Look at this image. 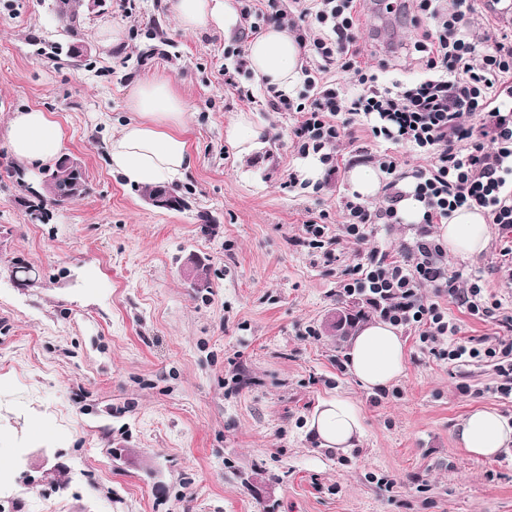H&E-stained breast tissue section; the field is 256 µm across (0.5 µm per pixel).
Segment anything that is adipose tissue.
Instances as JSON below:
<instances>
[{
  "label": "adipose tissue",
  "mask_w": 512,
  "mask_h": 512,
  "mask_svg": "<svg viewBox=\"0 0 512 512\" xmlns=\"http://www.w3.org/2000/svg\"><path fill=\"white\" fill-rule=\"evenodd\" d=\"M177 26L186 33L223 30L234 14L232 0H170ZM300 48L287 27H270L249 43L248 66L257 82L290 91L301 77ZM137 115L114 134L108 161L113 176L147 189L173 182L191 164L182 130L189 106L171 82L161 76L141 80L127 101ZM6 144L11 156L28 168L53 164L67 149V136L50 114L37 108L11 113L6 123ZM437 238L450 255L469 258L488 244L484 214L459 209L438 225ZM405 365L404 341L397 327L376 320L362 326L349 340L346 367L370 390L386 388L399 378ZM312 428L323 447L343 451L356 447L362 434L360 413L348 398L326 400L317 408ZM466 452L491 458L512 443V425L495 411L477 409L467 414L456 431Z\"/></svg>",
  "instance_id": "ef3b65f1"
}]
</instances>
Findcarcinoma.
Wrapping results in <instances>:
<instances>
[{
	"label": "carcinoma",
	"mask_w": 512,
	"mask_h": 512,
	"mask_svg": "<svg viewBox=\"0 0 512 512\" xmlns=\"http://www.w3.org/2000/svg\"><path fill=\"white\" fill-rule=\"evenodd\" d=\"M56 20L67 31L77 28L80 12L69 7L66 3L53 4ZM48 181L46 185H32L24 180V174L15 172L21 186L29 193V199L24 201L27 216L37 215V223L46 224L52 217V210L63 208L88 192L85 172L82 169L66 166L56 161L47 168Z\"/></svg>",
	"instance_id": "obj_1"
}]
</instances>
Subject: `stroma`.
Here are the masks:
<instances>
[{
    "mask_svg": "<svg viewBox=\"0 0 512 512\" xmlns=\"http://www.w3.org/2000/svg\"><path fill=\"white\" fill-rule=\"evenodd\" d=\"M52 3L0 0V135L11 112L52 113L89 191L50 223H29L26 192L9 176L19 164L0 143V512H512V450L477 458L455 437L476 408L512 424L490 364L436 360L404 333V373L380 401L336 365L349 337L329 330L330 316L377 318L336 295L358 258L341 237L340 200L352 192L353 149H377L368 132L340 144L338 177L287 189L303 166L296 114L272 111L265 87L248 102L224 83V46L245 35L239 19L186 33L168 0H135L129 14L107 0L70 34ZM411 15L360 4L361 62L384 84L425 75L409 52L423 31ZM102 19L124 26L123 44L100 45ZM72 42L87 54L68 57ZM153 75L190 108L182 211L155 208L108 168L113 133L134 117L127 100ZM241 112L268 139L248 158L225 139ZM322 213L341 238L330 263L296 243ZM501 248L491 236L448 269L482 271L488 293L512 307ZM19 257L39 272L24 287L12 275ZM193 258L208 264L209 287L185 279ZM447 308L462 339L512 332ZM336 395L357 404L364 428L340 454L309 432L318 402Z\"/></svg>",
    "mask_w": 512,
    "mask_h": 512,
    "instance_id": "35a3bbf8",
    "label": "stroma"
}]
</instances>
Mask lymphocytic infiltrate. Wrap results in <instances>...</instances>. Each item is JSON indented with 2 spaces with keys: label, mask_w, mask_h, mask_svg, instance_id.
<instances>
[{
  "label": "lymphocytic infiltrate",
  "mask_w": 512,
  "mask_h": 512,
  "mask_svg": "<svg viewBox=\"0 0 512 512\" xmlns=\"http://www.w3.org/2000/svg\"><path fill=\"white\" fill-rule=\"evenodd\" d=\"M239 2L251 34L285 20L283 0ZM356 2L312 0L289 20L306 59L303 89L292 96L268 87L267 103L273 111L298 114L294 148L300 157H316L327 175L339 171V143L362 124L376 141L410 147L430 163L409 170L389 153L360 152L359 161L375 164L381 174L384 204L373 209L358 196L343 197L348 239L361 245L378 225L400 223L406 195L424 211L397 253L374 248L348 266L337 293L364 298L384 321L413 332L418 346L438 360L492 364L495 393L512 399V335L487 346L459 339L441 300L511 328L512 313L480 287L479 275L449 272L448 247L433 232L454 210L477 207L510 233L502 253L512 254V37L487 41L476 0H414L413 20L426 27L413 52L427 76L396 91L359 61ZM334 68L352 75L353 93L326 80ZM465 278L469 287H460ZM426 287L433 297L423 295Z\"/></svg>",
  "instance_id": "1"
}]
</instances>
